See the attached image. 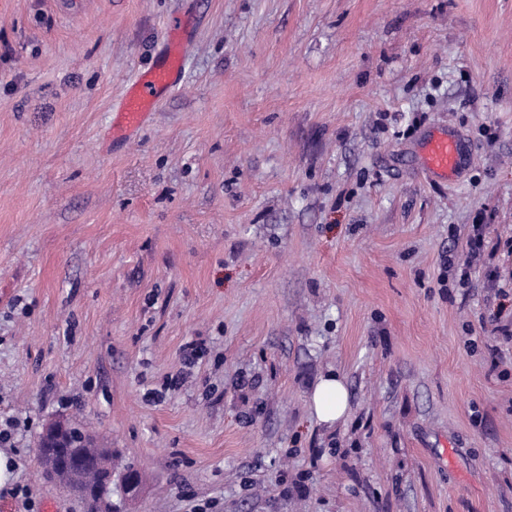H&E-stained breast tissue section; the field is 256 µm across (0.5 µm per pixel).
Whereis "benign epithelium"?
<instances>
[{
	"instance_id": "7a95c632",
	"label": "benign epithelium",
	"mask_w": 512,
	"mask_h": 512,
	"mask_svg": "<svg viewBox=\"0 0 512 512\" xmlns=\"http://www.w3.org/2000/svg\"><path fill=\"white\" fill-rule=\"evenodd\" d=\"M41 448L42 474L77 491L88 502L89 512H98V502L106 498L105 487L112 483V449L97 446L70 420L60 417L45 424ZM90 464L105 470L104 487L86 486L85 467Z\"/></svg>"
}]
</instances>
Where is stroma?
Returning <instances> with one entry per match:
<instances>
[{"label":"stroma","instance_id":"35a3bbf8","mask_svg":"<svg viewBox=\"0 0 512 512\" xmlns=\"http://www.w3.org/2000/svg\"><path fill=\"white\" fill-rule=\"evenodd\" d=\"M57 417L140 470L106 512H512V0H0V512H87ZM183 53L179 43H167L161 57L129 86L114 113L113 131L138 129L157 102L174 91L183 80ZM420 162L426 176L449 181L466 164L467 156L457 135L437 129L424 139ZM348 399L349 393L343 379L329 372L315 384L311 406L317 420L332 427L346 415Z\"/></svg>","mask_w":512,"mask_h":512}]
</instances>
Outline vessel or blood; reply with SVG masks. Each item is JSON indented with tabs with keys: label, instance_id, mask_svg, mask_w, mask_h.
I'll return each mask as SVG.
<instances>
[{
	"label": "vessel or blood",
	"instance_id": "vessel-or-blood-1",
	"mask_svg": "<svg viewBox=\"0 0 512 512\" xmlns=\"http://www.w3.org/2000/svg\"><path fill=\"white\" fill-rule=\"evenodd\" d=\"M182 60L179 44L165 45L161 57L124 93L113 117V130L129 133L146 121L155 104L181 84ZM466 162L461 139L448 130L432 131L422 144L421 168L426 176L450 180Z\"/></svg>",
	"mask_w": 512,
	"mask_h": 512
}]
</instances>
